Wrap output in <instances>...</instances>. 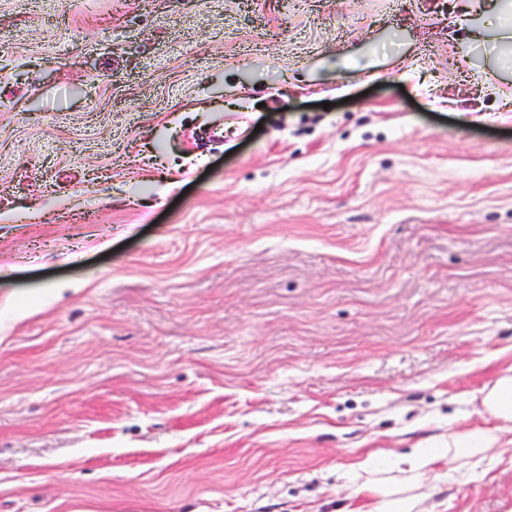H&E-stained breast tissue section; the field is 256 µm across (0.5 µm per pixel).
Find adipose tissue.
<instances>
[{
	"label": "adipose tissue",
	"instance_id": "adipose-tissue-1",
	"mask_svg": "<svg viewBox=\"0 0 512 512\" xmlns=\"http://www.w3.org/2000/svg\"><path fill=\"white\" fill-rule=\"evenodd\" d=\"M503 0H466L465 11L472 16V39L481 40L485 35L497 33L504 40L507 50L496 60L500 70H512V19H505ZM499 443L497 429H464L449 434L447 440L423 448L413 449L405 457L410 475L405 484L393 485L384 478L370 477L360 491L369 500L367 512H415L421 498L407 494L406 488L418 485L420 475L432 471L441 461H454L465 465L473 459L493 456Z\"/></svg>",
	"mask_w": 512,
	"mask_h": 512
}]
</instances>
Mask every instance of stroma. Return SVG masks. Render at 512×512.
Wrapping results in <instances>:
<instances>
[{
    "label": "stroma",
    "mask_w": 512,
    "mask_h": 512,
    "mask_svg": "<svg viewBox=\"0 0 512 512\" xmlns=\"http://www.w3.org/2000/svg\"><path fill=\"white\" fill-rule=\"evenodd\" d=\"M463 0H0V512H355L493 428L512 73ZM420 512H512V431ZM503 427L493 429H464L448 434V442L441 441L423 448H414L411 454L396 462L388 471L376 472L365 464L360 469L373 477L367 478L361 485L359 493L369 499V508L355 512H420L415 511L423 494L405 495L406 485L419 487L418 477L433 471L443 460L462 462V465H477L481 460L492 457L499 443V431ZM481 456L473 461V459ZM409 465L411 475L403 485H391L386 478L374 475L390 473L394 470L405 471L400 465Z\"/></svg>",
    "instance_id": "35a3bbf8"
}]
</instances>
